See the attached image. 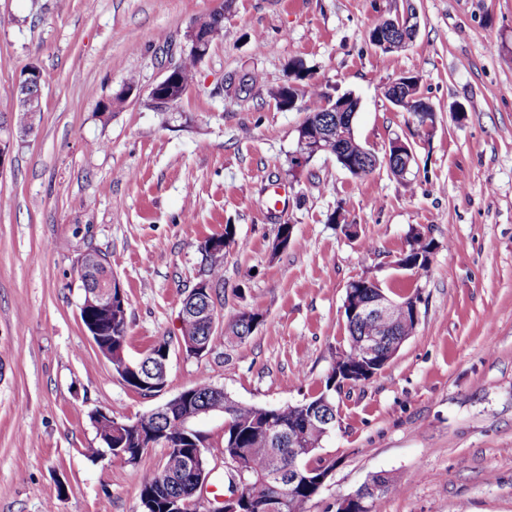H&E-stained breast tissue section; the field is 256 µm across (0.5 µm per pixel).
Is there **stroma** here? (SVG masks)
Wrapping results in <instances>:
<instances>
[{"mask_svg":"<svg viewBox=\"0 0 512 512\" xmlns=\"http://www.w3.org/2000/svg\"><path fill=\"white\" fill-rule=\"evenodd\" d=\"M221 2L0 0V86L30 64L44 80L32 135L0 97L11 136L0 164V512H139L141 476L167 450L135 466L88 456L99 445L90 412L137 418L200 375L242 404L301 401L343 346L348 283L366 276L390 297L419 294V323L377 374L335 394L321 450L335 466L309 512H336L376 474L398 485L377 512H512V0H229L195 85L154 110L149 91L189 23ZM410 6L414 40L375 47L372 25ZM296 60L326 91L359 98L355 132L377 154L408 138L409 183L384 166L354 177L331 155L290 173L304 114L270 92ZM403 75L435 110L432 135L381 93ZM131 79L134 92L103 113ZM229 224L224 318L248 309L264 322L188 357L176 344L181 301L201 244ZM281 224L293 242L276 253ZM416 230L435 243L419 273L397 266ZM90 246L125 292L129 358L173 342L160 391L130 389L82 325L76 260ZM192 426L211 467L197 512H212L224 418Z\"/></svg>","mask_w":512,"mask_h":512,"instance_id":"stroma-1","label":"stroma"}]
</instances>
